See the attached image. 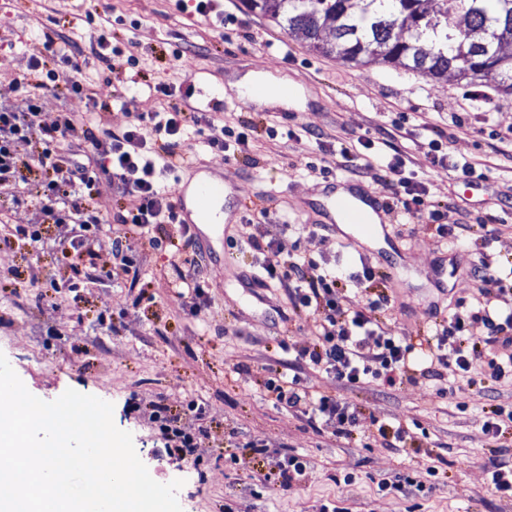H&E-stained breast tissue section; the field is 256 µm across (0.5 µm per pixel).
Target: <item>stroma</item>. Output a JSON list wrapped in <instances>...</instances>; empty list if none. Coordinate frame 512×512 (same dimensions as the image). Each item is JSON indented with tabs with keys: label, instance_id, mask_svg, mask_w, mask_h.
Wrapping results in <instances>:
<instances>
[{
	"label": "stroma",
	"instance_id": "1",
	"mask_svg": "<svg viewBox=\"0 0 512 512\" xmlns=\"http://www.w3.org/2000/svg\"><path fill=\"white\" fill-rule=\"evenodd\" d=\"M105 31L121 51L112 83L123 100L111 109L113 128L126 126L134 112L168 111L174 95L189 88L191 106L222 113L234 128L249 124L253 133L246 154L235 160L193 145L202 171L219 173L237 199L222 205L228 220L205 226L208 241L195 247L210 298L205 315L192 316L174 289L156 280L169 263L162 251L140 272L145 292L108 284L68 295L83 333L60 349H46L41 291L24 275L36 264L69 272L76 257L18 252L19 278L0 283V353L28 391L52 401L72 388L112 403L115 426L132 434L151 477L182 480V512H224L230 497L246 500L251 512H315L323 499L338 500L348 512H512V499L491 492L486 470L494 456L512 466V427L497 440L484 431L488 411L512 404V386L462 377L453 397L442 398L426 396L424 380L351 390L333 376L313 375L317 390L361 407L351 440L316 429L265 397L266 368L286 361L282 342L305 340L312 320L294 316L287 289L263 285L265 254L248 243L242 227L262 208L288 214L292 228L280 235L282 251L297 246L321 266L350 273L375 268L376 289L392 300L387 327L401 336L421 335L432 319L447 318L473 295L471 270L481 253L496 256L502 272L512 271V94L503 91L500 76L470 81L378 61L347 63L249 12L243 0H212L205 16L194 0L180 10L174 0H0V93L22 80L25 57L48 34L88 58L81 78L97 82L103 66L91 47ZM256 72L292 79L300 91L295 103L260 106L230 89V81ZM152 82L169 85L173 96L150 91ZM425 124L444 131L449 159L469 161L481 173L479 188L431 166L427 144L417 141ZM291 129L296 138H288ZM360 138L374 143L372 166L350 173V180L388 196L380 167L402 154L407 170L428 179L442 223L482 220L490 236L468 234L463 247L441 248L428 214L403 220L390 212L387 236L366 244L357 231L331 223L317 204L325 179L308 168L337 165L328 146ZM107 298L113 314L126 316V330L115 335L102 333L97 323ZM134 392L175 407L189 399L205 402L212 437L222 440L234 430L243 442L265 439L280 455L304 456L312 468L285 489L276 481L253 485L251 476L264 463L243 448L235 463L211 456L192 467L157 457L158 431L127 405ZM396 420L408 427L409 438L403 450L384 449L377 424ZM399 473L433 484L432 493L413 487L404 495L381 492L380 484Z\"/></svg>",
	"mask_w": 512,
	"mask_h": 512
}]
</instances>
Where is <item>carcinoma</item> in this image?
<instances>
[{"label": "carcinoma", "mask_w": 512, "mask_h": 512, "mask_svg": "<svg viewBox=\"0 0 512 512\" xmlns=\"http://www.w3.org/2000/svg\"><path fill=\"white\" fill-rule=\"evenodd\" d=\"M256 14L273 19L313 46L347 62L368 57L442 77L448 71L481 78L482 62L499 72L512 91V0H244Z\"/></svg>", "instance_id": "obj_1"}]
</instances>
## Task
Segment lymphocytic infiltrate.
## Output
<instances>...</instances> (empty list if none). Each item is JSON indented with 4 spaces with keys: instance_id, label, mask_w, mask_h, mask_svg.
Instances as JSON below:
<instances>
[{
    "instance_id": "1",
    "label": "lymphocytic infiltrate",
    "mask_w": 512,
    "mask_h": 512,
    "mask_svg": "<svg viewBox=\"0 0 512 512\" xmlns=\"http://www.w3.org/2000/svg\"><path fill=\"white\" fill-rule=\"evenodd\" d=\"M28 74H46L45 93L84 101L85 109L48 112L41 96L14 87L12 100L0 105V276L13 277L17 245L53 247L87 256L88 261L61 277L40 267L30 268L31 286L49 288L42 314L56 335L74 336L81 320L67 294L127 281L139 287L137 270L157 251L189 248L194 237L182 224L171 193L162 186V173H177L190 160L185 142L189 132L206 133L208 147L236 157L249 145L250 128L224 126L216 113L186 111L174 105L165 112H137L121 129H113L109 109L118 96L111 76L93 87L80 74L82 62L66 43L46 37L41 52L25 61ZM384 185H396L389 211L405 216L415 212L437 217L439 204L428 186L405 173V160L394 155L386 165ZM123 200L125 232L111 236L103 225L113 199ZM31 210L27 222L20 211ZM60 227L58 239L48 240L44 227ZM243 230L252 245L267 255L265 277L287 288L295 314L312 317L305 343H282L289 360L284 369L270 370L264 388L277 405L307 419L337 437L353 438L359 408L334 395L311 390L308 373H326L337 382L356 387L367 382L395 386L419 373L439 382V395L453 394V380L475 370L486 378L512 385V289L504 287L499 264L490 254L478 260L475 294L459 301L455 311L436 320L418 338L398 336L384 328L390 309L384 294L370 293L373 268L349 273L325 269L305 252L281 253L279 225L246 222ZM177 277L172 285L192 315L208 309L205 281L192 260H173ZM133 411L161 432L162 455H179L195 464L214 455L206 423L210 411L190 399L172 408L164 399L132 395Z\"/></svg>"
}]
</instances>
